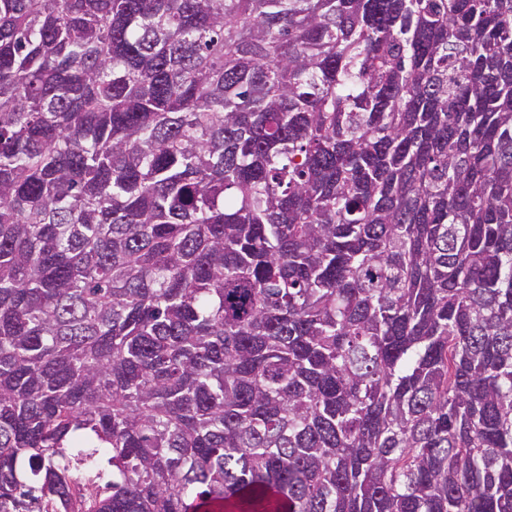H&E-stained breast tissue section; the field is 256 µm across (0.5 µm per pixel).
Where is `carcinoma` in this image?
Wrapping results in <instances>:
<instances>
[{"instance_id":"cac0c4a2","label":"carcinoma","mask_w":512,"mask_h":512,"mask_svg":"<svg viewBox=\"0 0 512 512\" xmlns=\"http://www.w3.org/2000/svg\"><path fill=\"white\" fill-rule=\"evenodd\" d=\"M0 512H512V0H0Z\"/></svg>"}]
</instances>
